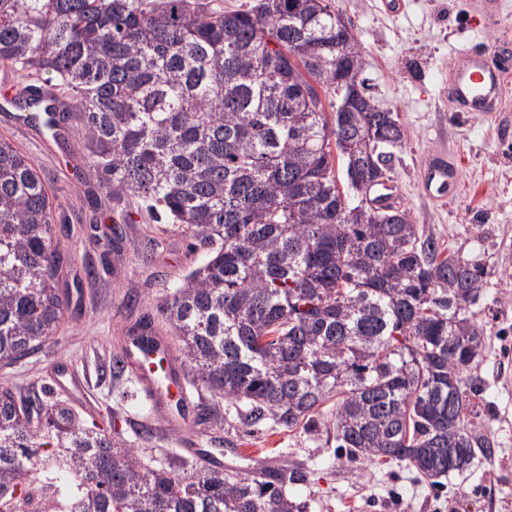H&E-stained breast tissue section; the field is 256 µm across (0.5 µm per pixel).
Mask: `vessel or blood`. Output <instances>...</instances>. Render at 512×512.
I'll use <instances>...</instances> for the list:
<instances>
[{"mask_svg":"<svg viewBox=\"0 0 512 512\" xmlns=\"http://www.w3.org/2000/svg\"><path fill=\"white\" fill-rule=\"evenodd\" d=\"M512 71V36L503 35L495 47L475 45L457 51L448 64V96L457 111L495 112L504 96V76ZM460 169L456 157L432 152L424 162L422 185L426 196L442 201L455 192ZM166 337L136 332L128 337L123 357L135 375L141 400L165 408L176 398L181 411L191 412L195 401L181 363L165 354Z\"/></svg>","mask_w":512,"mask_h":512,"instance_id":"vessel-or-blood-1","label":"vessel or blood"}]
</instances>
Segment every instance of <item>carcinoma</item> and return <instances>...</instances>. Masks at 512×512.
Segmentation results:
<instances>
[{"label": "carcinoma", "instance_id": "1", "mask_svg": "<svg viewBox=\"0 0 512 512\" xmlns=\"http://www.w3.org/2000/svg\"><path fill=\"white\" fill-rule=\"evenodd\" d=\"M0 65L51 73L75 102L63 123L114 194L177 224L205 260L161 303L191 381L249 430L306 431L333 402L336 447L435 485L493 442L468 375L484 347L470 306L486 273L407 208L376 214L382 154L405 139L373 111L353 30L325 0H0ZM335 95L324 112L320 91ZM345 163L346 187L335 172ZM76 257L55 235L44 180L0 137V362L55 335ZM0 387V505L60 491L65 512H307L288 494L312 472L151 465L66 400Z\"/></svg>", "mask_w": 512, "mask_h": 512}]
</instances>
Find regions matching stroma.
<instances>
[{
	"mask_svg": "<svg viewBox=\"0 0 512 512\" xmlns=\"http://www.w3.org/2000/svg\"><path fill=\"white\" fill-rule=\"evenodd\" d=\"M349 22L363 46L362 76L378 106L397 115L405 130L392 151L390 184L414 223L465 260L485 266L486 284L471 311L483 327L485 347L473 369L480 382L478 422L496 443L491 456L438 486L412 472L369 461H351L336 449L330 411L306 432L268 426L240 435L234 408L216 404L219 419L206 425L169 428L166 417L134 398L132 375L114 378L112 358L121 338L140 317L159 318V304L204 259L174 225L159 221L141 200L115 198L100 186L98 171L84 158V130L72 126L69 151L46 152L38 126L16 123L0 106V136L19 147L40 169L53 200L57 235L78 266H93L70 300V320L42 347L15 363L0 365V383L16 399L45 388L47 399L70 400L83 415L115 417L139 456L177 447L180 438L224 451L226 468L251 472L288 460L313 473L291 496L308 512H512V73L501 111L487 116L455 111L448 100V60L469 42L495 43L512 32V0H501V24L483 27L473 0H405L403 12L387 16L380 0H326ZM445 150L460 161V184L445 202L422 191V164ZM123 219L122 235L108 242L92 228L93 216ZM85 380L82 391L55 382L60 367ZM153 428L136 440L142 425Z\"/></svg>",
	"mask_w": 512,
	"mask_h": 512,
	"instance_id": "stroma-1",
	"label": "stroma"
}]
</instances>
